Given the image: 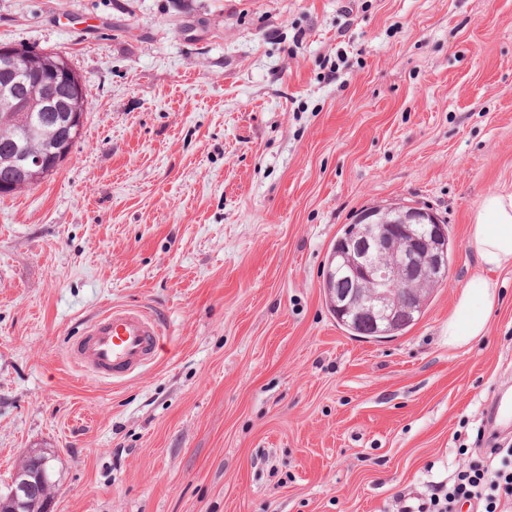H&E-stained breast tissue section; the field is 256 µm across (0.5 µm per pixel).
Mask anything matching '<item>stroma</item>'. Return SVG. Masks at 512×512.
Masks as SVG:
<instances>
[{"label":"stroma","mask_w":512,"mask_h":512,"mask_svg":"<svg viewBox=\"0 0 512 512\" xmlns=\"http://www.w3.org/2000/svg\"><path fill=\"white\" fill-rule=\"evenodd\" d=\"M0 44L87 92L65 161L0 195V489L42 448L50 512H403L500 465L512 270L484 336L449 349L448 318L512 185V0H0ZM394 202L445 222L448 281L356 339L326 258ZM113 305L163 330L119 380L69 358Z\"/></svg>","instance_id":"35a3bbf8"}]
</instances>
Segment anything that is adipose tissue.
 Listing matches in <instances>:
<instances>
[{"instance_id":"obj_1","label":"adipose tissue","mask_w":512,"mask_h":512,"mask_svg":"<svg viewBox=\"0 0 512 512\" xmlns=\"http://www.w3.org/2000/svg\"><path fill=\"white\" fill-rule=\"evenodd\" d=\"M480 270L460 289L448 319V345L461 348L484 335L499 297L497 273L512 269V186L486 195L470 226Z\"/></svg>"}]
</instances>
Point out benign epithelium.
Returning a JSON list of instances; mask_svg holds the SVG:
<instances>
[{
	"label": "benign epithelium",
	"instance_id": "1",
	"mask_svg": "<svg viewBox=\"0 0 512 512\" xmlns=\"http://www.w3.org/2000/svg\"><path fill=\"white\" fill-rule=\"evenodd\" d=\"M0 65L22 84L36 75L51 74L67 90L68 103L61 108L48 90L19 92L11 83L0 87V118L30 125L33 114L52 118L64 144L76 141L83 122L84 79L68 60L24 46L1 45ZM60 157L24 154L13 157L19 169L44 178ZM388 210L375 207L357 217L336 245L337 265H328L325 280L332 289L338 313L354 314L373 335H385L395 327H407L422 316L421 294L426 287L448 278V231L426 207L412 204ZM51 458L31 452L17 467L10 483L4 512H33L55 487Z\"/></svg>",
	"mask_w": 512,
	"mask_h": 512
}]
</instances>
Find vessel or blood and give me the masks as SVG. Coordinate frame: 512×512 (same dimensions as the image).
I'll list each match as a JSON object with an SVG mask.
<instances>
[{"label": "vessel or blood", "instance_id": "b4317fda", "mask_svg": "<svg viewBox=\"0 0 512 512\" xmlns=\"http://www.w3.org/2000/svg\"><path fill=\"white\" fill-rule=\"evenodd\" d=\"M160 335L158 324L141 310L115 306L86 326L71 358L96 375L121 378L154 360Z\"/></svg>", "mask_w": 512, "mask_h": 512}]
</instances>
